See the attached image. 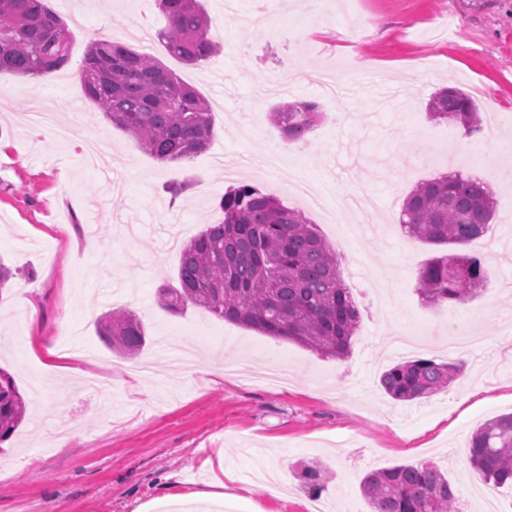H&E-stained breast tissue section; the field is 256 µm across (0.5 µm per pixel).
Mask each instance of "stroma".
Masks as SVG:
<instances>
[{
	"mask_svg": "<svg viewBox=\"0 0 512 512\" xmlns=\"http://www.w3.org/2000/svg\"><path fill=\"white\" fill-rule=\"evenodd\" d=\"M73 25L71 59L37 78L0 74V257L18 271L0 292V368L23 395L26 416L0 443V512H371L361 490L376 469L433 462L462 489L477 476L468 441L485 421L512 412V0H203L221 50L199 66L171 58L159 39L131 40L161 60L210 103L215 137L181 163H162L112 126L76 76L88 44L122 38L134 23L159 30L154 0H45ZM376 60L401 94L335 95L300 68L348 69ZM454 85L480 113L509 125L480 139L449 140L427 104ZM54 101L70 133L58 141L28 121L32 100ZM315 102L322 120L307 141L285 143L268 112L284 99ZM283 151L326 193L325 206L358 194L372 216L342 242L323 208L222 163ZM448 172L484 182L495 217L483 238L463 245L485 260L486 279L465 304L425 305L417 272L437 247L402 244L389 229L406 194ZM190 182L179 198L168 185ZM249 184L300 211L338 254L362 268L349 288L360 312L351 352L324 357L188 306L160 307L175 284L180 251L204 225L219 223V200ZM86 203L73 212L72 199ZM132 310L146 343L133 357L113 353L97 334L99 317ZM479 328L474 353L448 347V325ZM415 327L424 346L392 338ZM433 358L462 364L447 390L396 401L379 384L390 366ZM259 366H280L288 382L250 381ZM319 462L325 488L308 493L294 473Z\"/></svg>",
	"mask_w": 512,
	"mask_h": 512,
	"instance_id": "35a3bbf8",
	"label": "stroma"
}]
</instances>
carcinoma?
Instances as JSON below:
<instances>
[{
    "instance_id": "1",
    "label": "carcinoma",
    "mask_w": 512,
    "mask_h": 512,
    "mask_svg": "<svg viewBox=\"0 0 512 512\" xmlns=\"http://www.w3.org/2000/svg\"><path fill=\"white\" fill-rule=\"evenodd\" d=\"M167 20L159 31L167 53L197 66L220 50L201 0H157ZM0 74L37 77L70 60L72 31L44 0H0ZM86 96L113 125L163 162H182L206 150L215 132L208 101L160 60L109 37L90 42L79 66ZM429 119L458 128L467 138L484 126L473 99L448 86L427 105ZM311 101L279 104L269 119L287 142H298L320 122ZM224 219L206 224L181 250L178 286L158 290L160 305L180 314L188 305L216 317L286 338L322 356L344 358L359 324V311L341 276L336 250L316 225L278 198L250 185L230 187L219 202ZM494 214L486 185L457 173L417 184L405 197L399 223L433 246L460 245L483 236ZM486 277L481 257L437 254L419 269L417 292L433 307L474 297ZM101 340L132 357L146 343L140 319L126 309L97 322ZM460 375V366L434 359L396 364L380 377L394 400L429 398ZM13 377L0 370V443L25 416ZM467 461L489 487L512 484V413L480 426L471 436ZM298 477L322 488V467L311 462ZM372 512H455L457 490L435 464L422 462L374 470L362 480Z\"/></svg>"
}]
</instances>
